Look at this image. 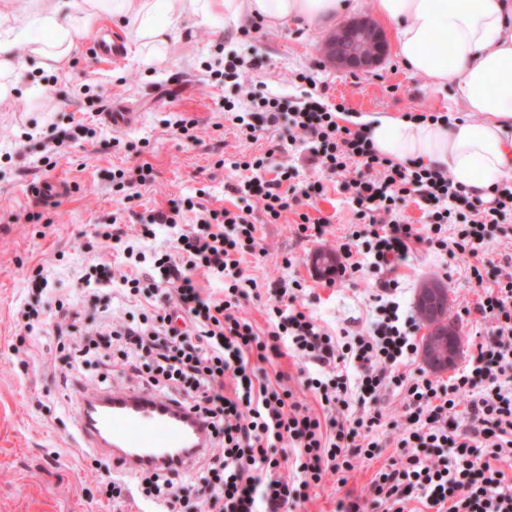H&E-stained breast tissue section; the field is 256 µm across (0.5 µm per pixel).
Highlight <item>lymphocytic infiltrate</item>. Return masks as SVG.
<instances>
[{"label":"lymphocytic infiltrate","instance_id":"1","mask_svg":"<svg viewBox=\"0 0 512 512\" xmlns=\"http://www.w3.org/2000/svg\"><path fill=\"white\" fill-rule=\"evenodd\" d=\"M225 110L246 138L287 128L291 142L322 173L345 176L359 224L336 244L338 273L343 280L366 268L376 275L373 329L365 336H332L297 306L302 285L295 279L278 282L267 336L240 317L241 300L258 290L241 267L243 254L258 246L255 206L276 220L323 190L318 181L295 185L299 171L293 166L268 177L266 158L259 155L231 164L243 173L230 186L242 202L238 211L199 207L185 229L184 203L174 200L168 210L138 214L135 240L125 241L122 229L108 224L99 230L103 241L124 243L137 265L118 276L110 261L94 258L82 275L90 295L145 289L162 293L166 303L139 323L87 336L82 356L118 348L147 392L186 406L205 422L210 438L223 447L203 479L206 512H286L298 487L319 484L329 474L347 483L356 460L374 457L385 425L396 433L398 458L376 474L369 498L339 500L337 512H414L416 501L428 512H512V479L498 466L512 460V271L502 272L494 286L484 284L488 246L512 223V183L495 185L485 199L456 184L446 170L394 161L361 130L338 125L335 109L313 97L291 106L249 90ZM412 198L428 203L426 224L404 221L400 205ZM160 225L170 229L175 252L145 254L144 241L155 238ZM421 248L445 262L467 261L483 288L477 311L492 328L469 365L446 384L404 372L416 352L417 318L394 300L400 286L394 272ZM147 261L154 270L149 278L138 269ZM200 274L223 280V296L199 286ZM285 342L327 369V378L306 380L320 412L298 401L282 375H269L266 366L281 356ZM390 387L401 391L402 408L388 420L378 402ZM285 448L295 455L289 476L278 456ZM136 479L142 497L165 512H184L182 487L171 471L146 468Z\"/></svg>","mask_w":512,"mask_h":512}]
</instances>
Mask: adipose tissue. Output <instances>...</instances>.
Returning <instances> with one entry per match:
<instances>
[{"mask_svg": "<svg viewBox=\"0 0 512 512\" xmlns=\"http://www.w3.org/2000/svg\"><path fill=\"white\" fill-rule=\"evenodd\" d=\"M349 7L348 0H84L77 16L59 0H9L0 11V108L16 96L17 46L42 68H57L103 12L128 23L140 63L160 67L172 25L185 15L205 25L220 16L312 25ZM373 9L393 25L404 67L433 88L453 86L465 112L449 123L366 118L378 151L396 161L447 168L455 183L483 192L512 179V0H373ZM475 113L481 121H472Z\"/></svg>", "mask_w": 512, "mask_h": 512, "instance_id": "adipose-tissue-1", "label": "adipose tissue"}]
</instances>
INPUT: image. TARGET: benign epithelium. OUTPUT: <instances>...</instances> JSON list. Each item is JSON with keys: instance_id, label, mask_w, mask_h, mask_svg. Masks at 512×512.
I'll use <instances>...</instances> for the list:
<instances>
[{"instance_id": "1", "label": "benign epithelium", "mask_w": 512, "mask_h": 512, "mask_svg": "<svg viewBox=\"0 0 512 512\" xmlns=\"http://www.w3.org/2000/svg\"><path fill=\"white\" fill-rule=\"evenodd\" d=\"M324 52L338 67L359 71L379 66L387 56L388 44L384 32L371 19L361 18L330 34ZM415 305L425 318L423 361L436 373L446 372L454 366L460 352L455 322L448 316V287L436 278L424 279L417 288Z\"/></svg>"}]
</instances>
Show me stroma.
I'll list each match as a JSON object with an SVG mask.
<instances>
[{
	"mask_svg": "<svg viewBox=\"0 0 512 512\" xmlns=\"http://www.w3.org/2000/svg\"><path fill=\"white\" fill-rule=\"evenodd\" d=\"M97 32L111 31L121 40V54L112 62L95 59L91 38L79 41L69 61L50 72L27 63L17 97L8 111L0 112V512H143L141 500L113 508L102 494L116 469L109 457L77 448L75 435L80 418L78 397L94 388L96 367L72 366L58 340L59 306L80 312L87 326L107 324L111 316H137L151 310L159 298L140 292L135 299L120 296H88L79 272L89 256L84 245L95 242L101 225L120 216V226L136 235V213L167 208L169 200L194 196L205 189L203 204L211 209L233 208L234 194L227 188L239 174L229 163L269 153L270 171L296 166L302 179H321L324 191L312 199L306 211L326 217L319 238H300L298 216L283 213L268 222L255 211L256 235L261 250L245 255V275L261 285L259 297L242 301L239 314L258 333L271 328L269 309L276 302L278 278L298 280V302L332 334L349 331L364 334L376 318L370 291L375 284L366 273L349 282L328 286L312 264L314 253L333 248L337 237L348 234L355 215L346 199L342 177L320 176L301 150L287 146V132L271 129L259 140L242 136L224 119V100L235 90L211 73L217 60L247 57V78L266 83L269 91L289 101H299L306 87L295 81L301 69L318 70L317 89L327 104L336 106L339 125L351 116L368 113L402 117L420 110L461 115L453 88L435 90L408 71L396 53H388L377 68L357 75L330 65L321 45L336 22L306 26H257L255 20L198 25L189 19L174 27L168 51L169 65L148 68L126 47V28L118 20H95ZM45 85L47 94L32 97L30 86ZM129 112L130 125L115 128L103 115ZM177 119L196 123V140L180 136L171 123ZM70 131L82 124L90 133L67 141L55 157L53 168L42 166L43 147L38 134L48 124ZM120 146H113V139ZM285 147L270 151L271 143ZM141 144L142 152L127 150V143ZM147 162L155 180L143 188L135 203L112 182L115 169H131ZM62 181L70 191L64 196L40 199L32 192L42 181ZM40 213L28 222L29 213ZM43 268L48 287L34 296L27 280ZM403 287L397 293L402 307L413 306L422 279L434 277L449 287L450 309L460 330L461 352L453 369L441 381L453 379L470 360L478 334L487 323L476 311L482 293L469 278L465 265L443 267L429 251L415 254L397 271ZM39 303L41 321L34 333L23 328L22 313ZM375 458L363 461L346 484L327 477L305 491V501L294 512H336L339 499L368 495L380 469L391 464L398 452L389 435H381Z\"/></svg>",
	"mask_w": 512,
	"mask_h": 512,
	"instance_id": "stroma-1",
	"label": "stroma"
}]
</instances>
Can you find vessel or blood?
Segmentation results:
<instances>
[{
    "mask_svg": "<svg viewBox=\"0 0 512 512\" xmlns=\"http://www.w3.org/2000/svg\"><path fill=\"white\" fill-rule=\"evenodd\" d=\"M80 410L79 447L127 469L155 464L186 469L191 453L203 445L204 430L197 419L146 393H87L80 398Z\"/></svg>",
    "mask_w": 512,
    "mask_h": 512,
    "instance_id": "b4317fda",
    "label": "vessel or blood"
}]
</instances>
